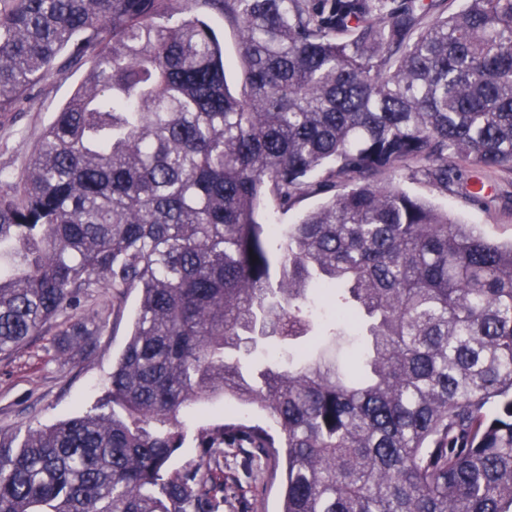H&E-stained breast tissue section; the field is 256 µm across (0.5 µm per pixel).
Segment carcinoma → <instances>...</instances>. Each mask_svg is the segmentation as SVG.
Listing matches in <instances>:
<instances>
[{"label": "carcinoma", "instance_id": "cac0c4a2", "mask_svg": "<svg viewBox=\"0 0 512 512\" xmlns=\"http://www.w3.org/2000/svg\"><path fill=\"white\" fill-rule=\"evenodd\" d=\"M201 0L241 33L244 93L182 0H0V112L72 48L91 59L26 178L0 191V354L94 288L136 289L100 411L0 431V512H216L224 446L284 458L281 512H512V244L381 183L409 163L487 207L450 158L512 171V0ZM182 18L175 19V16ZM325 172L351 187L272 231ZM335 299L349 370L298 347L245 375L226 352L308 335ZM67 335L94 342L82 321ZM279 427L198 429L199 477L168 468L177 415L216 397Z\"/></svg>", "mask_w": 512, "mask_h": 512}]
</instances>
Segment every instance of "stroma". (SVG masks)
<instances>
[{
  "label": "stroma",
  "instance_id": "obj_1",
  "mask_svg": "<svg viewBox=\"0 0 512 512\" xmlns=\"http://www.w3.org/2000/svg\"><path fill=\"white\" fill-rule=\"evenodd\" d=\"M199 14L224 45L225 72L231 90L243 93L237 27L218 11L203 8ZM89 67L86 59L57 66L31 88L12 112L0 115V176L6 181L16 182L23 177L43 133L80 87ZM484 179L496 185L503 195L502 201L489 209L460 193L440 190L423 177H411L403 168L386 175L385 182L426 199L463 223L475 225L489 239L510 244L512 172L493 170L485 173ZM329 197V192L312 189L285 210L268 199L261 204L258 219L264 224H293ZM138 304L137 291L118 297L108 288L98 289L84 303L81 314L95 315L102 321L96 347L90 354L71 349L62 334V325L55 323L44 327L18 351L0 355V430L22 432L30 427H45L98 408L108 394L112 364L132 332ZM183 422L188 439L173 456L171 468L188 474L199 456L194 441L197 428L222 423L263 425L267 418L257 407L218 398L199 405L184 416ZM242 460V454L234 448L225 449L213 459L224 471V485L215 491L217 512H280L283 463L265 459L248 471Z\"/></svg>",
  "mask_w": 512,
  "mask_h": 512
}]
</instances>
